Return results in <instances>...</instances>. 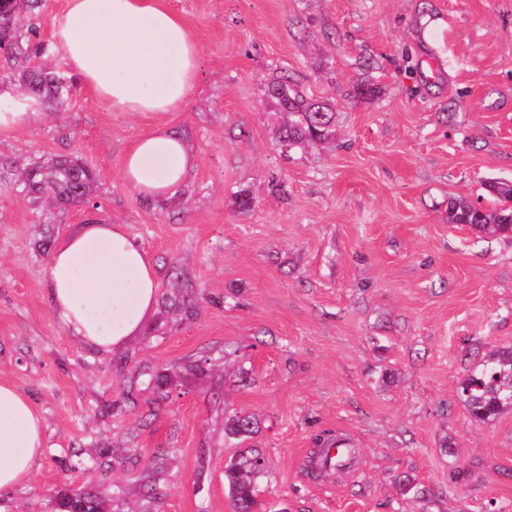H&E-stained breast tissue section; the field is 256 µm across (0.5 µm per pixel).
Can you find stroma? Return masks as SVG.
I'll list each match as a JSON object with an SVG mask.
<instances>
[{
	"instance_id": "stroma-1",
	"label": "stroma",
	"mask_w": 512,
	"mask_h": 512,
	"mask_svg": "<svg viewBox=\"0 0 512 512\" xmlns=\"http://www.w3.org/2000/svg\"><path fill=\"white\" fill-rule=\"evenodd\" d=\"M167 2L199 46L180 109L119 112L82 86L0 131L19 166L74 152L98 174L94 205L42 212L0 182V381L46 439L6 512H54L65 490L104 512H233L224 466L248 448L266 458L255 512H512V412L483 423L457 395L512 345V238L448 221L449 198L489 209L486 181L512 179V0ZM283 75L331 106L326 140L283 142ZM156 125L194 168L149 202L121 164ZM89 219L127 226L160 291L175 269L191 285L115 352L68 336L48 299L45 233ZM139 365L168 380L149 418ZM236 413L259 423L240 442ZM323 434L350 439L353 468L310 474ZM405 475L431 496L400 495ZM256 421L249 416L233 415L225 420L224 433L229 439H237L253 434Z\"/></svg>"
}]
</instances>
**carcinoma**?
Masks as SVG:
<instances>
[{
    "instance_id": "cac0c4a2",
    "label": "carcinoma",
    "mask_w": 512,
    "mask_h": 512,
    "mask_svg": "<svg viewBox=\"0 0 512 512\" xmlns=\"http://www.w3.org/2000/svg\"><path fill=\"white\" fill-rule=\"evenodd\" d=\"M46 0H10L0 10V44L7 43L8 68H0V89L21 91L39 100L45 107L57 109L69 104L76 94L77 85L60 73L34 64L45 51L36 41L35 20ZM269 94L277 100L282 111L288 113V126L284 141L288 145L314 146L329 135L333 113L315 103L282 79L268 85ZM11 179L18 193L28 199L33 207L46 206L65 209L72 205L91 202L95 175L80 159L59 156L46 162H35L23 170H17L14 162L0 160V180ZM487 191L494 197L496 207L490 211L475 207L469 201L456 198L448 202V223L465 224L483 236L512 235V180L492 179L486 182ZM144 378L155 380L157 397L149 404L150 413L160 410L168 400L163 391L164 382L152 373L140 368L135 381ZM460 396L474 418L488 422L504 410H512V347L493 351L480 368L471 372L460 385ZM255 419L233 415L225 420L224 433L229 439L246 437L254 432ZM315 467L322 471L342 470L346 465L331 457L321 448ZM266 461L258 448H249L224 466V484L231 498L234 512H253L255 506V480L264 472ZM402 495L412 493L419 497L428 490L415 479L407 477L399 481ZM61 508L78 507L93 510L101 508L94 495L74 491L57 498Z\"/></svg>"
}]
</instances>
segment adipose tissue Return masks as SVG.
<instances>
[{"instance_id": "1", "label": "adipose tissue", "mask_w": 512, "mask_h": 512, "mask_svg": "<svg viewBox=\"0 0 512 512\" xmlns=\"http://www.w3.org/2000/svg\"><path fill=\"white\" fill-rule=\"evenodd\" d=\"M52 42L68 70L122 112L173 111L190 98L197 78L198 46L163 0H67ZM191 169L185 143L158 125L129 143L122 176L141 195L162 198ZM48 291L53 313L71 336L114 352L153 311L158 274L125 225L94 222L54 247ZM44 446L30 399L0 382V495L30 475Z\"/></svg>"}]
</instances>
